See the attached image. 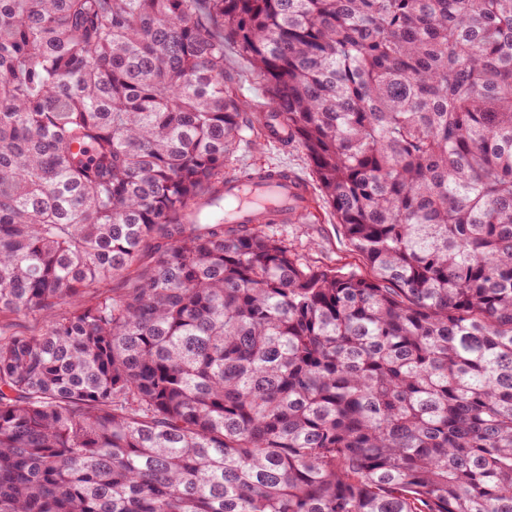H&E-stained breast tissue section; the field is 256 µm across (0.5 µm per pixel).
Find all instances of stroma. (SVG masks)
I'll return each instance as SVG.
<instances>
[{
  "mask_svg": "<svg viewBox=\"0 0 512 512\" xmlns=\"http://www.w3.org/2000/svg\"><path fill=\"white\" fill-rule=\"evenodd\" d=\"M224 69L234 76V87L250 111H263L269 102L266 84L250 61L230 43L224 46ZM244 167L288 170L304 179L312 192L316 204L312 212L299 222L267 225L268 234L284 240L292 253L314 266L370 275L369 266L345 239L329 204L323 199L310 162L298 143L285 146L266 137L263 131L245 132L242 142L227 159L224 172L232 175Z\"/></svg>",
  "mask_w": 512,
  "mask_h": 512,
  "instance_id": "1",
  "label": "stroma"
}]
</instances>
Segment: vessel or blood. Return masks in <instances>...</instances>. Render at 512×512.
<instances>
[{
    "mask_svg": "<svg viewBox=\"0 0 512 512\" xmlns=\"http://www.w3.org/2000/svg\"><path fill=\"white\" fill-rule=\"evenodd\" d=\"M224 199L233 205V215L241 224L255 223L259 211H266L270 221L285 224L297 215L309 211L311 191L303 179H276L263 190L262 196H254L251 189L234 177L224 179Z\"/></svg>",
    "mask_w": 512,
    "mask_h": 512,
    "instance_id": "obj_1",
    "label": "vessel or blood"
}]
</instances>
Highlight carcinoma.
<instances>
[{
    "label": "carcinoma",
    "mask_w": 512,
    "mask_h": 512,
    "mask_svg": "<svg viewBox=\"0 0 512 512\" xmlns=\"http://www.w3.org/2000/svg\"><path fill=\"white\" fill-rule=\"evenodd\" d=\"M228 41L372 277L202 215ZM21 313L0 512H512V0H0Z\"/></svg>",
    "instance_id": "obj_1"
}]
</instances>
